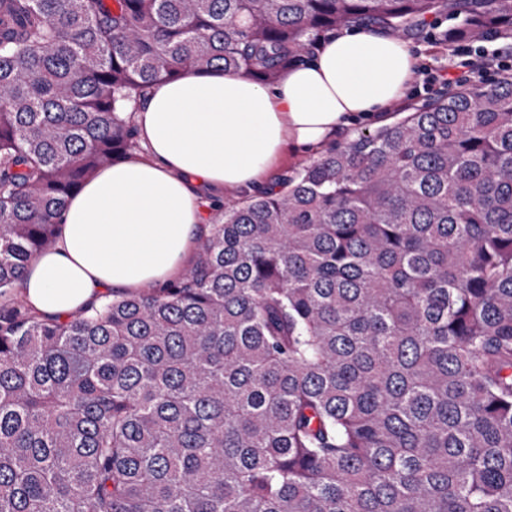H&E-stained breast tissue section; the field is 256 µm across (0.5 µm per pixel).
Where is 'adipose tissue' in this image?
Returning a JSON list of instances; mask_svg holds the SVG:
<instances>
[{"label":"adipose tissue","mask_w":512,"mask_h":512,"mask_svg":"<svg viewBox=\"0 0 512 512\" xmlns=\"http://www.w3.org/2000/svg\"><path fill=\"white\" fill-rule=\"evenodd\" d=\"M415 64L406 43L366 30L328 34L271 88L220 67L156 81L132 107L141 151L68 199L54 247L24 270L25 301L66 318L177 276L207 231L199 188L268 189L285 155L380 118Z\"/></svg>","instance_id":"adipose-tissue-1"}]
</instances>
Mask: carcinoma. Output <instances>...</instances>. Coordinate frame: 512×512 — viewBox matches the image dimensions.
Returning a JSON list of instances; mask_svg holds the SVG:
<instances>
[{
  "label": "carcinoma",
  "mask_w": 512,
  "mask_h": 512,
  "mask_svg": "<svg viewBox=\"0 0 512 512\" xmlns=\"http://www.w3.org/2000/svg\"><path fill=\"white\" fill-rule=\"evenodd\" d=\"M448 10L512 40V0H0V512H512V74L221 207L172 282L19 291L155 81Z\"/></svg>",
  "instance_id": "carcinoma-1"
}]
</instances>
